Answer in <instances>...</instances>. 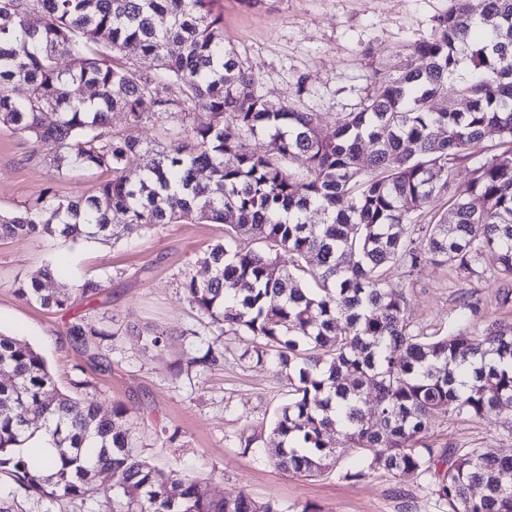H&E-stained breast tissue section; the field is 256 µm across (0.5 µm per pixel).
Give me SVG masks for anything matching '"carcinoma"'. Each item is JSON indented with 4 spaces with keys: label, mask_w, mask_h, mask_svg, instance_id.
<instances>
[{
    "label": "carcinoma",
    "mask_w": 512,
    "mask_h": 512,
    "mask_svg": "<svg viewBox=\"0 0 512 512\" xmlns=\"http://www.w3.org/2000/svg\"><path fill=\"white\" fill-rule=\"evenodd\" d=\"M448 2L431 36L375 72L358 107L323 128L316 113L261 94L224 42L212 0H0V126L53 144L58 180L112 173L90 194L45 192L0 215V237L108 241L114 212L136 234L232 220L202 258L210 276H188L183 288L205 325L248 337L257 362L294 370L272 429L275 466L332 470L330 441L342 434L360 453L346 481L383 470L422 479L439 512H512V448L450 444L439 453L424 443L440 416L495 412L512 434V322L485 324L473 342L470 329L484 324L476 300L463 304L466 326L416 333L403 285L387 276L395 265L410 277L433 262L512 281V0ZM142 58L156 72H140ZM452 78L463 109L442 100ZM18 83L29 97L11 95ZM162 84L169 93L157 92ZM197 111L209 121L186 122L158 148L112 132L114 112L134 129L152 112ZM258 135L272 152L247 146ZM488 141L501 147L489 157ZM365 142L372 152L363 159ZM299 155L306 172L284 167ZM465 160L474 167L460 185ZM434 197L447 198L448 210L423 223L417 211ZM312 208L322 223L303 221ZM282 252L299 260L294 270L280 264ZM56 274L42 269L17 295L66 310L102 291L87 280L61 293L48 287ZM69 332L81 344L111 336L80 323ZM33 421L57 452L44 477L32 474L41 460L16 452ZM128 421L121 404L103 413L94 395L61 391L39 351L0 333V478L50 502L101 497L109 512H281L244 493L206 497L193 476L148 464ZM96 471L115 482L90 481Z\"/></svg>",
    "instance_id": "obj_1"
}]
</instances>
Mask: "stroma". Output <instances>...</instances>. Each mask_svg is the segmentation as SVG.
Returning <instances> with one entry per match:
<instances>
[{
	"instance_id": "stroma-1",
	"label": "stroma",
	"mask_w": 512,
	"mask_h": 512,
	"mask_svg": "<svg viewBox=\"0 0 512 512\" xmlns=\"http://www.w3.org/2000/svg\"><path fill=\"white\" fill-rule=\"evenodd\" d=\"M448 0H214L224 16V39L241 65L260 77L269 99L316 113L332 127L338 114L365 96L376 69L393 64L404 46L428 38ZM52 146L33 148L0 127V212L34 201L44 189L60 196L91 191L103 173L83 171L54 181L45 162ZM113 240L75 243L45 238H0V332L30 344L45 358L58 387L75 392L89 382L103 410L119 402L132 415L131 433L143 460L164 470L194 475L201 493L231 497L246 493L274 500L285 512H437L422 480L375 471L358 481L340 479L358 453L344 436L333 443L337 468L318 476L276 468L270 442L273 422L289 398L284 371L247 356L248 341L204 328L182 287L185 275L206 278L197 259L224 238L220 224H166L142 235L123 230L113 214ZM62 267L56 288L94 279L102 292L58 311L18 297L19 279L46 265ZM407 297L406 318L427 335L459 323L461 303L472 293L489 319L512 321V302L501 304L502 282L433 263L412 277L391 268ZM107 324L113 337L98 352L69 336L71 323ZM176 330L173 341L154 347L142 333ZM225 352L208 367H186L207 346ZM434 448L448 444L512 448L500 419L441 417L427 435Z\"/></svg>"
}]
</instances>
